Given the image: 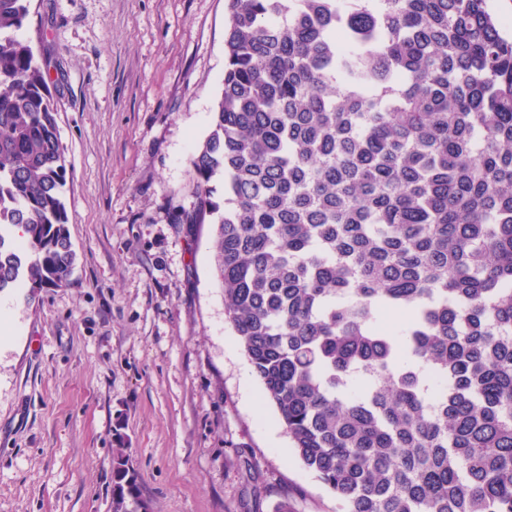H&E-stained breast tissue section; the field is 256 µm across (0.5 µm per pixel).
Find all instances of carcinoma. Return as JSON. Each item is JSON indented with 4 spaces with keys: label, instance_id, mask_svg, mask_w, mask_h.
Returning a JSON list of instances; mask_svg holds the SVG:
<instances>
[{
    "label": "carcinoma",
    "instance_id": "obj_1",
    "mask_svg": "<svg viewBox=\"0 0 512 512\" xmlns=\"http://www.w3.org/2000/svg\"><path fill=\"white\" fill-rule=\"evenodd\" d=\"M30 2L0 0V292L66 287L76 260ZM228 11L177 223L213 226L291 448L340 512H512V38L487 0ZM112 512H149L121 448Z\"/></svg>",
    "mask_w": 512,
    "mask_h": 512
}]
</instances>
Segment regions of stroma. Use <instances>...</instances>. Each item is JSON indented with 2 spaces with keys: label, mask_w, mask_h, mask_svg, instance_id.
<instances>
[{
  "label": "stroma",
  "mask_w": 512,
  "mask_h": 512,
  "mask_svg": "<svg viewBox=\"0 0 512 512\" xmlns=\"http://www.w3.org/2000/svg\"><path fill=\"white\" fill-rule=\"evenodd\" d=\"M227 24V0L31 2L77 262L68 287L0 292V512H112L117 448L150 512L338 510L225 319L210 225L174 221Z\"/></svg>",
  "instance_id": "35a3bbf8"
}]
</instances>
